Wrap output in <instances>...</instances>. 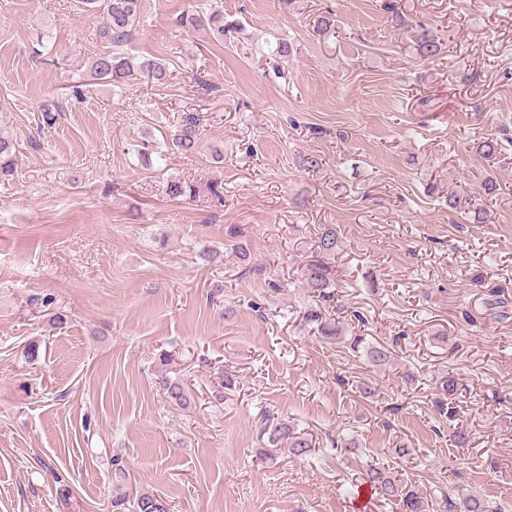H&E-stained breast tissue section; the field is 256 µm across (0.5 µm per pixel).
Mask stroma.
<instances>
[{
    "instance_id": "35a3bbf8",
    "label": "stroma",
    "mask_w": 512,
    "mask_h": 512,
    "mask_svg": "<svg viewBox=\"0 0 512 512\" xmlns=\"http://www.w3.org/2000/svg\"><path fill=\"white\" fill-rule=\"evenodd\" d=\"M197 2L143 0L124 49L172 78L115 91L89 76L110 48L99 16L0 0V132L18 145L0 181V512H112L118 485L171 512H404L355 497L375 463L434 506L473 492L512 512V0H222L240 24L222 42L177 27ZM422 28L442 43L427 61ZM188 113L198 153L142 167L134 145ZM487 137L507 161L477 153ZM488 176L489 220L470 223ZM172 180L196 197L170 198ZM326 227L339 302L367 317L333 342L302 319ZM494 286L507 318L485 306ZM354 336L393 348V366ZM161 372L188 380L192 407L165 402ZM451 376L463 426L437 405ZM269 416L310 454L259 456ZM351 437L357 455L333 449ZM353 347H361L368 362L376 368L390 366L395 359L390 348L379 341H367L366 338H354Z\"/></svg>"
}]
</instances>
